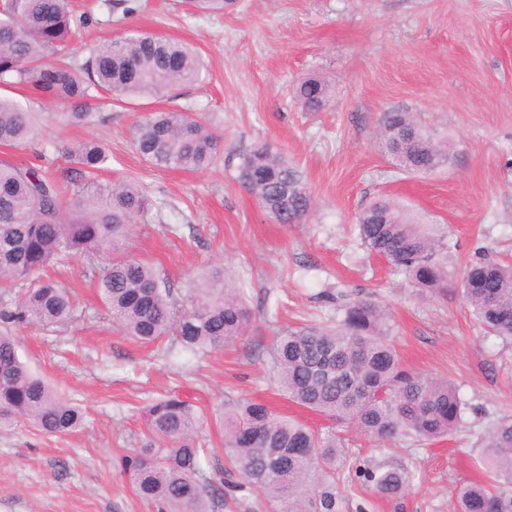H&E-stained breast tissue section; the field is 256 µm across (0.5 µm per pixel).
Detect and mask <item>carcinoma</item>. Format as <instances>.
<instances>
[{
    "label": "carcinoma",
    "mask_w": 512,
    "mask_h": 512,
    "mask_svg": "<svg viewBox=\"0 0 512 512\" xmlns=\"http://www.w3.org/2000/svg\"><path fill=\"white\" fill-rule=\"evenodd\" d=\"M90 22L71 0H0V84L19 85L63 103L77 126L95 120L101 94L117 100L163 95L199 80L198 54L176 39L133 32L104 39L82 62L53 63ZM305 112L331 102L320 78L300 81L294 91ZM38 113L0 97V145L18 147L37 135ZM133 142L151 166L204 172L224 155V137L206 117L183 108L151 112L136 126ZM378 149L392 165L411 174H431L451 159L448 145L427 133L410 112H385ZM84 175L64 187L36 161H0V288H21L12 306L0 309V428L27 424L45 435L80 427L81 407L35 375L21 360L11 328L50 327L70 320L73 302L60 278L46 274L55 264L99 252L117 253L131 236L149 200L132 180L95 181L108 149L90 140L61 147ZM237 179L279 224H297L312 208V196L288 157L270 143L240 156ZM358 237L384 257L420 293H448V225L423 224L394 201L371 203L358 217ZM457 292L486 332L512 341V263L485 253L471 260ZM99 296L120 331L167 358L177 353L219 350L242 338L254 314L240 289L213 267L192 280L175 300L149 264L118 256L98 281ZM340 317L279 332L270 349L277 390L290 402L337 424H348L379 442L411 436L425 444L452 434L464 402L454 382L404 367L389 339L388 313L372 300L346 301ZM154 447L125 455L122 470L155 512H213L226 496L258 489L270 512H336V484L345 458L336 432L315 430L277 412L268 403L224 399V464L203 474L195 431L203 413L175 394L144 411ZM488 480L457 491L458 512H512V415L495 420L481 437ZM374 491L393 496L410 482L404 469L367 472Z\"/></svg>",
    "instance_id": "1"
}]
</instances>
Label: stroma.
<instances>
[{"label": "stroma", "mask_w": 512, "mask_h": 512, "mask_svg": "<svg viewBox=\"0 0 512 512\" xmlns=\"http://www.w3.org/2000/svg\"><path fill=\"white\" fill-rule=\"evenodd\" d=\"M93 4L94 20L68 49L82 61L103 38L133 31L193 45L200 82L175 99L134 98L105 105L76 127L64 105L15 88L11 97L42 115L36 138L0 147V160L31 161L45 150L58 175L77 166L61 144L103 142L110 151L99 182H139L152 202L138 219L128 255L151 263L171 288L202 269L232 271L255 314L241 340L206 355L149 357L113 323L96 293L111 254L72 261L63 275L75 295L73 320L17 330L18 353L66 398L82 406L77 430L44 436L28 425L0 431V512H153L121 470L124 455L147 447L143 411L175 393L205 415L204 447L220 441L215 410L225 396L262 398L315 427L322 416L277 394L268 355L283 328L335 314L321 290L344 288L385 304L406 367L451 379L465 404L458 429L422 445L381 444L348 426L336 433L347 463L337 512H455L454 490L481 474L478 438L512 414V343L486 335L456 293L419 294L385 259L361 246L359 213L387 198L430 224H446L448 270L460 281L483 251L512 262V0H233L224 12L192 0H140L123 15ZM324 78L332 102L302 111L296 83ZM180 106L206 114L224 136V157L200 173L157 169L134 149L131 129L146 113ZM414 113L453 159L426 176L392 168L378 151L382 113ZM271 142L297 166L315 206L297 224L275 223L237 181L240 154ZM406 469L409 486L378 497L366 470Z\"/></svg>", "instance_id": "35a3bbf8"}]
</instances>
